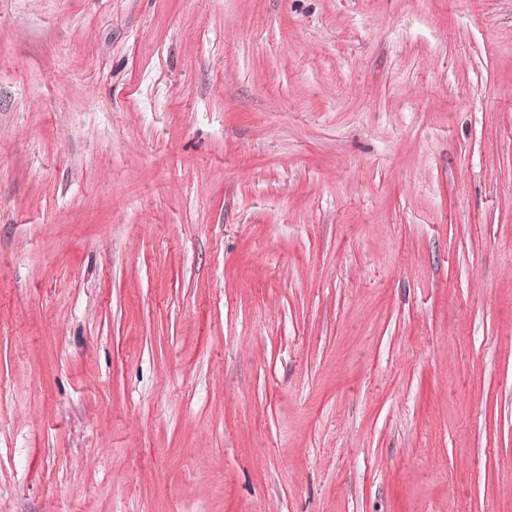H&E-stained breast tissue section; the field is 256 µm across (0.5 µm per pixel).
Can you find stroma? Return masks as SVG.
Masks as SVG:
<instances>
[{
	"label": "stroma",
	"mask_w": 512,
	"mask_h": 512,
	"mask_svg": "<svg viewBox=\"0 0 512 512\" xmlns=\"http://www.w3.org/2000/svg\"><path fill=\"white\" fill-rule=\"evenodd\" d=\"M0 512H512V0H0Z\"/></svg>",
	"instance_id": "1"
}]
</instances>
